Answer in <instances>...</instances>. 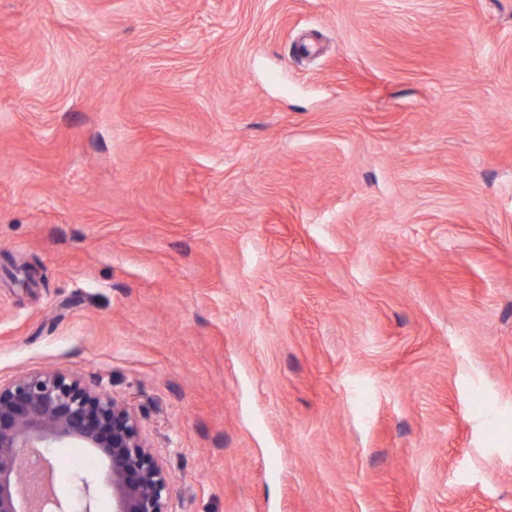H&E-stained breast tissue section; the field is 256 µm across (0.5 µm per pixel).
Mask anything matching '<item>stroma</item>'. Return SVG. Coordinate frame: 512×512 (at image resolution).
<instances>
[{
  "label": "stroma",
  "mask_w": 512,
  "mask_h": 512,
  "mask_svg": "<svg viewBox=\"0 0 512 512\" xmlns=\"http://www.w3.org/2000/svg\"><path fill=\"white\" fill-rule=\"evenodd\" d=\"M44 369L173 512H512V0H0V380Z\"/></svg>",
  "instance_id": "stroma-1"
}]
</instances>
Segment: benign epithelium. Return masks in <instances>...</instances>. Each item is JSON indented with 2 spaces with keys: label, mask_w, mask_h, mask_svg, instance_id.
I'll use <instances>...</instances> for the list:
<instances>
[{
  "label": "benign epithelium",
  "mask_w": 512,
  "mask_h": 512,
  "mask_svg": "<svg viewBox=\"0 0 512 512\" xmlns=\"http://www.w3.org/2000/svg\"><path fill=\"white\" fill-rule=\"evenodd\" d=\"M83 448L104 465L112 512H172L173 477L142 433L138 417L97 384L58 370L22 373L0 381V512H94L97 476L76 475L65 503L53 491L33 505L27 481L31 460L53 476L52 449Z\"/></svg>",
  "instance_id": "obj_1"
}]
</instances>
